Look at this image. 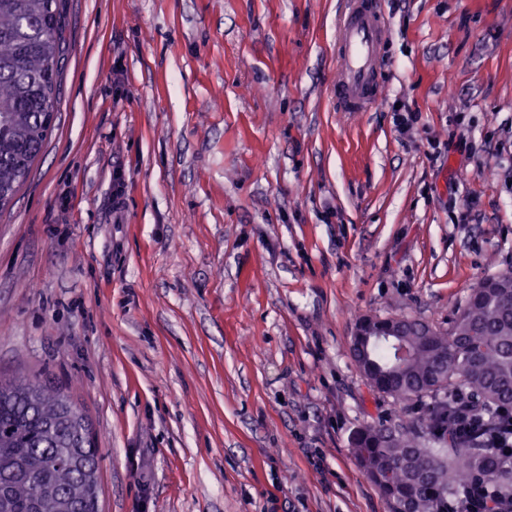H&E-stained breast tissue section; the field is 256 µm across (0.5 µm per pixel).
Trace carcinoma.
<instances>
[{"instance_id":"carcinoma-1","label":"carcinoma","mask_w":512,"mask_h":512,"mask_svg":"<svg viewBox=\"0 0 512 512\" xmlns=\"http://www.w3.org/2000/svg\"><path fill=\"white\" fill-rule=\"evenodd\" d=\"M54 0H0V211L13 201L51 131L61 20ZM402 324L407 354L392 336ZM351 355L395 405L430 399L408 422L354 430L351 453L391 512H437L476 480L512 498V464L483 438L459 436L449 396L512 404V272L480 278L441 328L409 317H362ZM99 450L88 417L38 374L0 378V512H100Z\"/></svg>"}]
</instances>
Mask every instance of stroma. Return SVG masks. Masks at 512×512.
<instances>
[{
	"label": "stroma",
	"mask_w": 512,
	"mask_h": 512,
	"mask_svg": "<svg viewBox=\"0 0 512 512\" xmlns=\"http://www.w3.org/2000/svg\"><path fill=\"white\" fill-rule=\"evenodd\" d=\"M56 3L54 127L0 212V372L68 387L101 512H389L349 436L393 405L350 339L447 327L512 269V0H382L367 112L331 98L343 0Z\"/></svg>",
	"instance_id": "1"
}]
</instances>
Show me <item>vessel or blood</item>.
I'll use <instances>...</instances> for the list:
<instances>
[{
    "label": "vessel or blood",
    "instance_id": "obj_1",
    "mask_svg": "<svg viewBox=\"0 0 512 512\" xmlns=\"http://www.w3.org/2000/svg\"><path fill=\"white\" fill-rule=\"evenodd\" d=\"M389 31L379 0H347L336 26L339 76L333 90L341 112H365L379 97Z\"/></svg>",
    "mask_w": 512,
    "mask_h": 512
}]
</instances>
